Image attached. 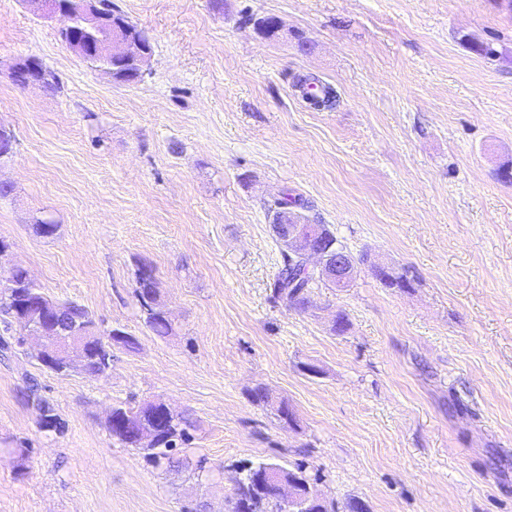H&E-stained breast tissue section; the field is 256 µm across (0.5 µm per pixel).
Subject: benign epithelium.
<instances>
[{
	"instance_id": "7a95c632",
	"label": "benign epithelium",
	"mask_w": 512,
	"mask_h": 512,
	"mask_svg": "<svg viewBox=\"0 0 512 512\" xmlns=\"http://www.w3.org/2000/svg\"><path fill=\"white\" fill-rule=\"evenodd\" d=\"M49 13L62 19L59 32L65 34L78 25L82 38L68 44V48L92 67L111 77H117L112 62L117 60L129 68L130 80L144 79L145 65L152 54L147 40L126 21L116 20V15L105 6L104 0H43ZM11 80L20 87L48 85L52 76L42 63L27 59L10 73ZM272 232L283 253L301 261L325 284L344 282L354 275V263L345 250L332 251L323 244L325 233L321 230L302 229L299 217L283 211V219L271 225ZM15 322L23 330V336L37 340L35 353L43 365L58 366L61 371L74 370L88 374L86 346L94 325H70L65 335L58 336L34 326L27 314L17 315ZM273 495L281 500L284 512H310L308 503L319 500L311 489L301 494L302 481L287 479L274 470H265Z\"/></svg>"
}]
</instances>
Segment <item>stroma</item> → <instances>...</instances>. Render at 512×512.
Returning a JSON list of instances; mask_svg holds the SVG:
<instances>
[{
  "mask_svg": "<svg viewBox=\"0 0 512 512\" xmlns=\"http://www.w3.org/2000/svg\"><path fill=\"white\" fill-rule=\"evenodd\" d=\"M114 2L153 39L144 81L92 70L40 0H0V277L24 267L101 335L137 339L104 377L58 375L0 321V512H227L239 466L261 460L366 512H512V0ZM263 16L280 37L256 33ZM28 57L54 88L12 82ZM306 77L332 107L309 106ZM287 194L357 262L301 313L272 293L267 207ZM143 265L164 338L135 296ZM31 388L63 433L40 431ZM155 399L193 421L188 466L106 429L113 405Z\"/></svg>",
  "mask_w": 512,
  "mask_h": 512,
  "instance_id": "stroma-1",
  "label": "stroma"
}]
</instances>
